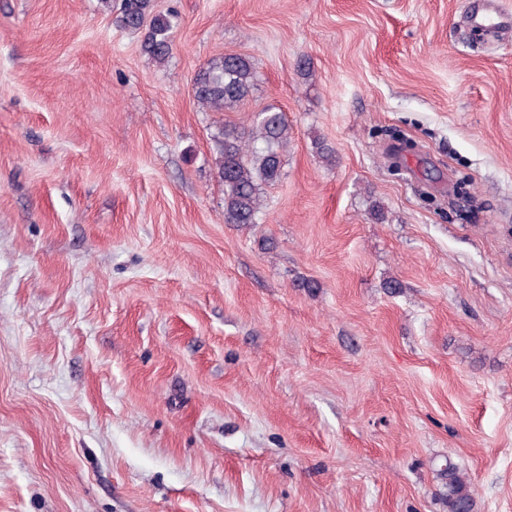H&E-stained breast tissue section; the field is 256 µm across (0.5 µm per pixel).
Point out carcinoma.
Returning a JSON list of instances; mask_svg holds the SVG:
<instances>
[{
	"mask_svg": "<svg viewBox=\"0 0 512 512\" xmlns=\"http://www.w3.org/2000/svg\"><path fill=\"white\" fill-rule=\"evenodd\" d=\"M116 23L125 30L143 33L142 48L157 63L168 60L173 21L167 14L153 13V0H122ZM256 76L254 61L245 55L213 58L195 75V99L212 112L232 110L249 95ZM289 138L285 114L272 109L262 111L248 127L225 123L218 128L213 143L224 184V223H259L263 187L280 180ZM440 476L447 512H476L475 490L457 464L446 460Z\"/></svg>",
	"mask_w": 512,
	"mask_h": 512,
	"instance_id": "1",
	"label": "carcinoma"
}]
</instances>
